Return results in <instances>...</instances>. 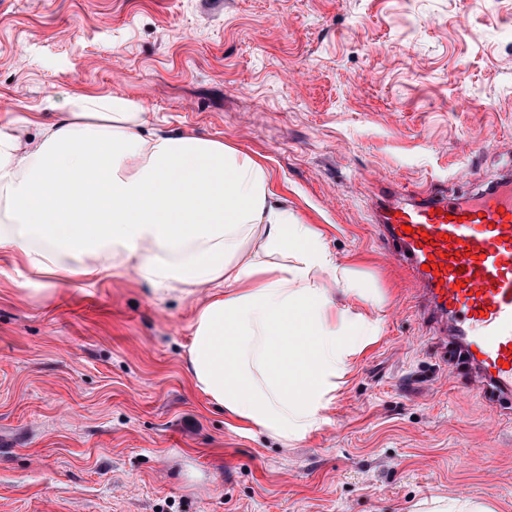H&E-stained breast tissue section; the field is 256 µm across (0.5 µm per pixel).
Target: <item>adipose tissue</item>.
<instances>
[{"label":"adipose tissue","mask_w":512,"mask_h":512,"mask_svg":"<svg viewBox=\"0 0 512 512\" xmlns=\"http://www.w3.org/2000/svg\"><path fill=\"white\" fill-rule=\"evenodd\" d=\"M144 125L137 101L77 90L57 119L0 123V249L59 286L132 273L162 292L207 290L194 386L240 430L303 439L377 333L333 298L363 299L357 277L260 159Z\"/></svg>","instance_id":"1"}]
</instances>
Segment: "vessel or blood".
Here are the masks:
<instances>
[{"label": "vessel or blood", "instance_id": "obj_1", "mask_svg": "<svg viewBox=\"0 0 512 512\" xmlns=\"http://www.w3.org/2000/svg\"><path fill=\"white\" fill-rule=\"evenodd\" d=\"M373 221L426 323L470 367L468 393L512 395V179L467 197L433 184L405 194L384 179Z\"/></svg>", "mask_w": 512, "mask_h": 512}]
</instances>
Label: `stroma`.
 <instances>
[{
    "instance_id": "stroma-1",
    "label": "stroma",
    "mask_w": 512,
    "mask_h": 512,
    "mask_svg": "<svg viewBox=\"0 0 512 512\" xmlns=\"http://www.w3.org/2000/svg\"><path fill=\"white\" fill-rule=\"evenodd\" d=\"M76 88L262 160L382 295L356 304L378 333L283 446L190 380L206 291H49L0 254V512H413L461 484L512 512V403L460 394L372 221L373 176L465 195L512 172V0H0V112Z\"/></svg>"
}]
</instances>
